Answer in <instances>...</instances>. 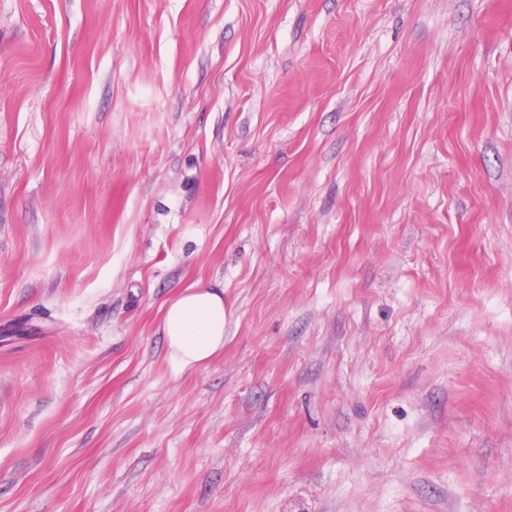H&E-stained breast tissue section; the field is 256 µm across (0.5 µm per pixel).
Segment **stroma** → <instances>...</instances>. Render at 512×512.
<instances>
[{
	"label": "stroma",
	"mask_w": 512,
	"mask_h": 512,
	"mask_svg": "<svg viewBox=\"0 0 512 512\" xmlns=\"http://www.w3.org/2000/svg\"><path fill=\"white\" fill-rule=\"evenodd\" d=\"M0 512H512V0H0ZM161 329L177 368L206 365L224 349V288L203 283L186 288L165 304Z\"/></svg>",
	"instance_id": "obj_1"
}]
</instances>
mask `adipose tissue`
I'll return each instance as SVG.
<instances>
[{
    "label": "adipose tissue",
    "instance_id": "1",
    "mask_svg": "<svg viewBox=\"0 0 512 512\" xmlns=\"http://www.w3.org/2000/svg\"><path fill=\"white\" fill-rule=\"evenodd\" d=\"M161 329L170 361L180 370L206 365L224 348V290L198 283L164 306Z\"/></svg>",
    "mask_w": 512,
    "mask_h": 512
}]
</instances>
